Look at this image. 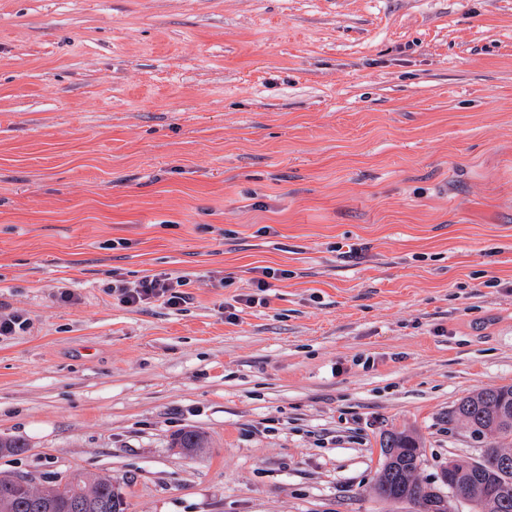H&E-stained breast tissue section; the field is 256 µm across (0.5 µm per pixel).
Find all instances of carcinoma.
Here are the masks:
<instances>
[{
	"instance_id": "1",
	"label": "carcinoma",
	"mask_w": 512,
	"mask_h": 512,
	"mask_svg": "<svg viewBox=\"0 0 512 512\" xmlns=\"http://www.w3.org/2000/svg\"><path fill=\"white\" fill-rule=\"evenodd\" d=\"M456 413L472 434L489 435L492 441L482 454L487 462L482 473H474L471 462L455 459L454 476L465 480L478 495L485 485L498 487L493 497L481 501V512H512V385L474 391L460 400ZM206 446V436L195 429L184 430L175 438V447L187 453ZM380 448L384 460L376 481L378 495L391 501L414 502L423 486L416 478L421 462L419 438L406 431L389 433ZM505 459L511 461L507 470L499 467ZM0 512H124V508L110 478L75 473L63 482L38 489L29 481L1 474Z\"/></svg>"
}]
</instances>
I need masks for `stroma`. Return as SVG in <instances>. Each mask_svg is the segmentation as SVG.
Masks as SVG:
<instances>
[{"mask_svg":"<svg viewBox=\"0 0 512 512\" xmlns=\"http://www.w3.org/2000/svg\"><path fill=\"white\" fill-rule=\"evenodd\" d=\"M116 272L190 299L125 307ZM11 312L0 473L108 477L126 512H417L374 491L381 436L439 484L482 455L459 400L512 385V0H0Z\"/></svg>","mask_w":512,"mask_h":512,"instance_id":"obj_1","label":"stroma"}]
</instances>
